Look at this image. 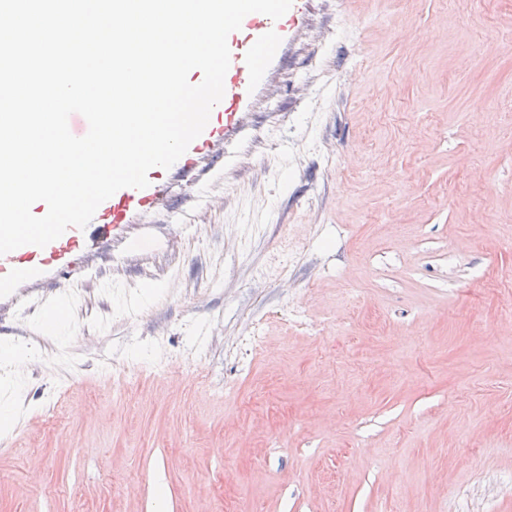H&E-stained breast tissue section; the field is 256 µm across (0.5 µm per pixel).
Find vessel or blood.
<instances>
[{"label":"vessel or blood","instance_id":"vessel-or-blood-1","mask_svg":"<svg viewBox=\"0 0 512 512\" xmlns=\"http://www.w3.org/2000/svg\"><path fill=\"white\" fill-rule=\"evenodd\" d=\"M311 0H293L279 20L261 13L247 15L228 37L230 67L223 99L208 124L170 168H153L143 189L123 188L97 208L82 229L71 227L45 247L25 245L0 255V302L14 299L19 288L42 282L48 275L64 279L83 270L88 254L121 237L128 225L153 218L168 203L170 185L180 180L202 184L204 164L222 158L226 144L250 122L261 90L283 64L289 46L309 24Z\"/></svg>","mask_w":512,"mask_h":512}]
</instances>
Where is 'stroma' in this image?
I'll list each match as a JSON object with an SVG mask.
<instances>
[{"label": "stroma", "mask_w": 512, "mask_h": 512, "mask_svg": "<svg viewBox=\"0 0 512 512\" xmlns=\"http://www.w3.org/2000/svg\"><path fill=\"white\" fill-rule=\"evenodd\" d=\"M313 9L200 194L0 306V512H512V0Z\"/></svg>", "instance_id": "1"}]
</instances>
